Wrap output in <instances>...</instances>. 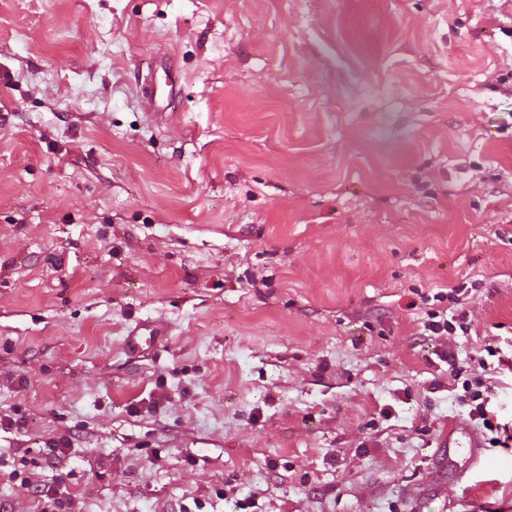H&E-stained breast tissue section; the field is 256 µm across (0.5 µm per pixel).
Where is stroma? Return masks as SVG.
Masks as SVG:
<instances>
[{
    "label": "stroma",
    "mask_w": 512,
    "mask_h": 512,
    "mask_svg": "<svg viewBox=\"0 0 512 512\" xmlns=\"http://www.w3.org/2000/svg\"><path fill=\"white\" fill-rule=\"evenodd\" d=\"M490 346L512 0H0L6 512L25 459L66 512H512V447L442 448ZM439 315L433 313L430 314L429 318L430 320L428 323H425L424 327L425 330L430 331L432 334L437 336H447L452 335V333H455L457 331V328L461 330L462 332H465L467 330V323L466 321V314L461 315H453L451 316V319L448 320L443 319L436 321L434 319L438 318Z\"/></svg>",
    "instance_id": "35a3bbf8"
}]
</instances>
